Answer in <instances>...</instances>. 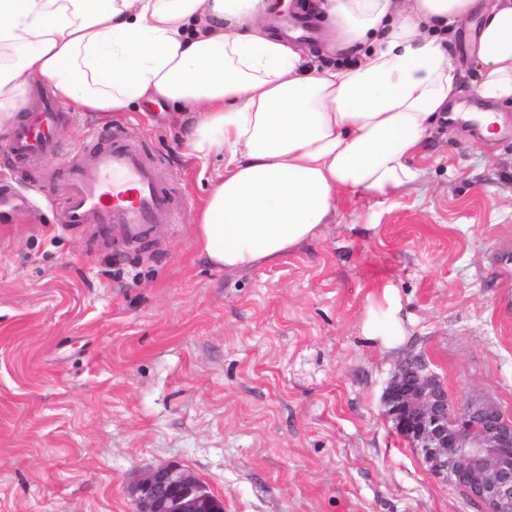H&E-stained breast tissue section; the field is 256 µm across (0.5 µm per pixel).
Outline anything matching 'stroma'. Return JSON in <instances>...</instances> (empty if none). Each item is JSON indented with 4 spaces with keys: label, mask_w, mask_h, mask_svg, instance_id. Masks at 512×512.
Returning <instances> with one entry per match:
<instances>
[{
    "label": "stroma",
    "mask_w": 512,
    "mask_h": 512,
    "mask_svg": "<svg viewBox=\"0 0 512 512\" xmlns=\"http://www.w3.org/2000/svg\"><path fill=\"white\" fill-rule=\"evenodd\" d=\"M472 24L449 49L472 90ZM484 139L440 122L420 179L389 199L341 194L320 235L224 271L194 218L222 171L180 155L181 116L135 103L103 120L64 106L52 160L7 158L26 206H0V512H136L146 470L180 466L224 512H478L385 415L407 358L453 405L512 418V107ZM137 144L173 197L132 250L61 231L66 170L90 131Z\"/></svg>",
    "instance_id": "35a3bbf8"
}]
</instances>
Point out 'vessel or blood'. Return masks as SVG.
Listing matches in <instances>:
<instances>
[{
    "label": "vessel or blood",
    "instance_id": "1",
    "mask_svg": "<svg viewBox=\"0 0 512 512\" xmlns=\"http://www.w3.org/2000/svg\"><path fill=\"white\" fill-rule=\"evenodd\" d=\"M58 110L56 101H48L19 128L10 152L18 157L55 155ZM171 216L172 194L136 146L117 141L104 149L85 148L76 154L60 214L61 227L93 225L133 245Z\"/></svg>",
    "mask_w": 512,
    "mask_h": 512
}]
</instances>
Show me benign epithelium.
<instances>
[{"instance_id":"1","label":"benign epithelium","mask_w":512,"mask_h":512,"mask_svg":"<svg viewBox=\"0 0 512 512\" xmlns=\"http://www.w3.org/2000/svg\"><path fill=\"white\" fill-rule=\"evenodd\" d=\"M385 414L435 477L462 486L479 512H512V421L490 400L456 411L448 393L414 357L384 395ZM138 512H224V504L186 470L167 465L135 485Z\"/></svg>"}]
</instances>
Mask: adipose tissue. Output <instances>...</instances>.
<instances>
[{
	"label": "adipose tissue",
	"mask_w": 512,
	"mask_h": 512,
	"mask_svg": "<svg viewBox=\"0 0 512 512\" xmlns=\"http://www.w3.org/2000/svg\"><path fill=\"white\" fill-rule=\"evenodd\" d=\"M275 0H0V135L34 81L80 112L162 100L184 157L222 155L195 222L240 270L316 238L340 194L390 198L457 97L447 39L477 20L476 94L512 104V0H315L322 69L273 28Z\"/></svg>",
	"instance_id": "1"
}]
</instances>
